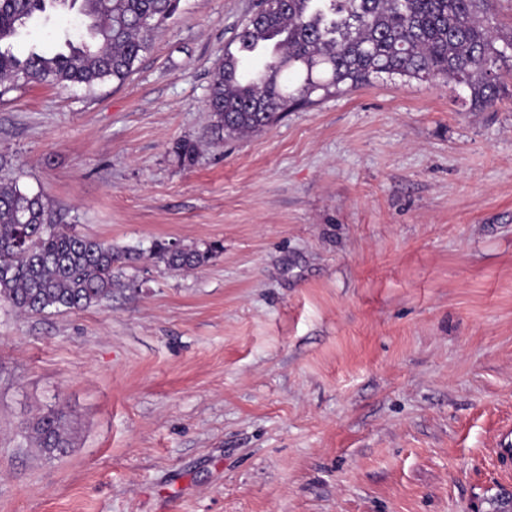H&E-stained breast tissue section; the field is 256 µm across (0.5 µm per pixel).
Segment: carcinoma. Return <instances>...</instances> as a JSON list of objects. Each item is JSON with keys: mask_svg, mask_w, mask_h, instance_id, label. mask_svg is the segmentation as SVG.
<instances>
[{"mask_svg": "<svg viewBox=\"0 0 512 512\" xmlns=\"http://www.w3.org/2000/svg\"><path fill=\"white\" fill-rule=\"evenodd\" d=\"M180 0H0V95L19 85L92 89L123 84L159 26ZM78 7L84 29L67 51L16 55L9 42L47 5ZM489 0H283L254 10L241 44L274 43L270 57L224 55L209 95L210 134L217 143L259 132L318 92L340 91L386 74L441 78L469 90L472 110L500 100L502 64L512 60V32L492 26ZM173 152L194 162L198 144ZM218 244L157 242L150 257L169 270H197L221 253ZM143 255L72 232L57 223L40 193L0 182V306L18 314L84 310L112 295L118 275ZM30 448L49 458L73 447L69 416L40 414L20 429Z\"/></svg>", "mask_w": 512, "mask_h": 512, "instance_id": "1", "label": "carcinoma"}]
</instances>
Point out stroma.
I'll return each instance as SVG.
<instances>
[{
	"instance_id": "35a3bbf8",
	"label": "stroma",
	"mask_w": 512,
	"mask_h": 512,
	"mask_svg": "<svg viewBox=\"0 0 512 512\" xmlns=\"http://www.w3.org/2000/svg\"><path fill=\"white\" fill-rule=\"evenodd\" d=\"M251 8L180 0L125 84L0 97V179L73 232L223 246L83 311L0 309V512H512V83L476 112L383 77L211 147ZM59 404L68 453L22 446Z\"/></svg>"
}]
</instances>
